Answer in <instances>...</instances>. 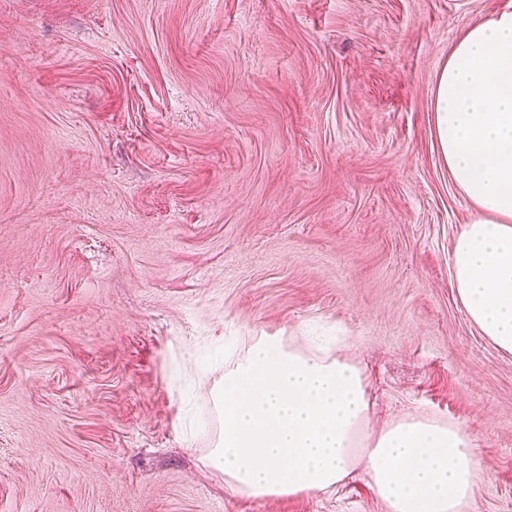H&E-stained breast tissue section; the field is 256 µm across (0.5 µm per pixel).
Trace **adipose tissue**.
<instances>
[{"label":"adipose tissue","instance_id":"ef3b65f1","mask_svg":"<svg viewBox=\"0 0 512 512\" xmlns=\"http://www.w3.org/2000/svg\"><path fill=\"white\" fill-rule=\"evenodd\" d=\"M433 108L441 156L474 208L454 239L451 285L479 333L512 355V8L455 44ZM210 394L224 427L209 464L234 495H314L361 468L386 512H461L483 475L460 426L407 415L366 433L360 369L309 336L300 347L258 337Z\"/></svg>","mask_w":512,"mask_h":512}]
</instances>
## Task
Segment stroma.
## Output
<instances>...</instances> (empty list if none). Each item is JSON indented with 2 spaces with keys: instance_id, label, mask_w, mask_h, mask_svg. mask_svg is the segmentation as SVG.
I'll return each mask as SVG.
<instances>
[{
  "instance_id": "obj_1",
  "label": "stroma",
  "mask_w": 512,
  "mask_h": 512,
  "mask_svg": "<svg viewBox=\"0 0 512 512\" xmlns=\"http://www.w3.org/2000/svg\"><path fill=\"white\" fill-rule=\"evenodd\" d=\"M508 0H0V512H384L229 494L224 352L338 335L371 428L476 439L512 512V356L449 272L432 89Z\"/></svg>"
}]
</instances>
